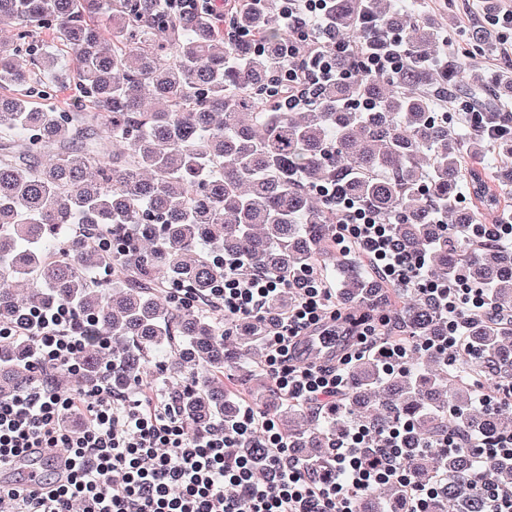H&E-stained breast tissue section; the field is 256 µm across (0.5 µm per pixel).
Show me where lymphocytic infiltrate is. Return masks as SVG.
<instances>
[{
	"label": "lymphocytic infiltrate",
	"instance_id": "lymphocytic-infiltrate-1",
	"mask_svg": "<svg viewBox=\"0 0 512 512\" xmlns=\"http://www.w3.org/2000/svg\"><path fill=\"white\" fill-rule=\"evenodd\" d=\"M331 2L281 0L279 22L285 36L276 53L286 109L310 105L312 86L336 79L334 60L344 42L328 39L311 56L302 49L312 33L325 30ZM319 192L339 212L337 249L358 250L382 279L437 298L448 319V346L458 348L460 325L486 305L481 290L462 277L446 283L426 280L421 257L410 254L375 214L346 198L337 185L320 187ZM281 286L263 273L234 271L210 295L229 324L261 317ZM298 293L296 304L266 337L265 360L276 388L298 404L335 400L351 365L367 353L400 365L423 346L417 339H378L370 318L352 319L313 273L302 275ZM328 321L350 327L356 338L353 347L328 363H298L299 338ZM73 322L72 309L62 305L29 309L0 324L1 340L22 334L36 343L33 386L0 399V465L42 448L64 459L45 491L0 485V504L19 501L21 512H357L361 493L391 481L405 487L412 512H427L436 487L415 481L404 462L409 426L376 432L360 428L338 437L333 444L336 476L319 483L292 456L273 420L253 408H244L232 423L212 424L191 437L174 397L163 390L137 397L108 385L62 390L48 379V371L65 365L78 372V358L90 339ZM258 432L266 446L261 459L235 455V448Z\"/></svg>",
	"mask_w": 512,
	"mask_h": 512
}]
</instances>
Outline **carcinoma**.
Listing matches in <instances>:
<instances>
[{
	"label": "carcinoma",
	"mask_w": 512,
	"mask_h": 512,
	"mask_svg": "<svg viewBox=\"0 0 512 512\" xmlns=\"http://www.w3.org/2000/svg\"><path fill=\"white\" fill-rule=\"evenodd\" d=\"M496 16L489 0L472 42L486 43ZM329 22L336 39L350 42L336 54V72L351 77L315 88L310 106L289 112L276 59L256 48L282 38L271 0H232L220 14L173 11L159 0H0V31L10 33L0 38V322L33 306L71 305L78 326L90 321L112 337L107 349L87 346L76 379L100 384L108 360L112 386L122 387L157 362L182 380L174 396L190 435L239 416L237 394L224 384L233 366L318 481L336 474L330 443L350 428L409 422L421 444L447 433L490 442L512 431V417L478 410L475 391L455 374L474 371L492 391L512 392V252L448 237L434 222L437 214L450 228L494 215L509 221L512 113L477 115L482 128L501 130L500 166L485 174L463 156L467 142L470 155L484 153V134L463 135L434 109L452 93L469 102L476 90L502 104L512 74L461 91L462 62L441 47L437 21L397 0H335ZM36 29L49 40L35 38ZM229 31L240 32L231 43ZM395 32L405 44L401 64L362 71L379 36ZM66 88L90 111H62L56 93ZM358 99L374 108L356 110ZM330 182L382 218L407 251L425 255L430 279L462 274L483 289L491 315L471 317L454 370L446 351L416 353L392 372L370 353L322 414L281 399L262 370L265 335L294 305L303 273L336 269V301L389 316L395 339L448 335L433 299L336 249V208L312 191ZM463 183L475 199L468 208L457 205ZM239 257L286 287L263 318L227 336L223 317L183 306L176 293L203 298ZM35 352L25 336L0 341V398L29 387ZM264 451L260 434L237 449ZM403 453L415 480L438 484L428 512H485L471 488L476 473L512 487L508 462ZM398 505L409 508L404 489L388 484L366 492L359 512Z\"/></svg>",
	"instance_id": "carcinoma-1"
}]
</instances>
